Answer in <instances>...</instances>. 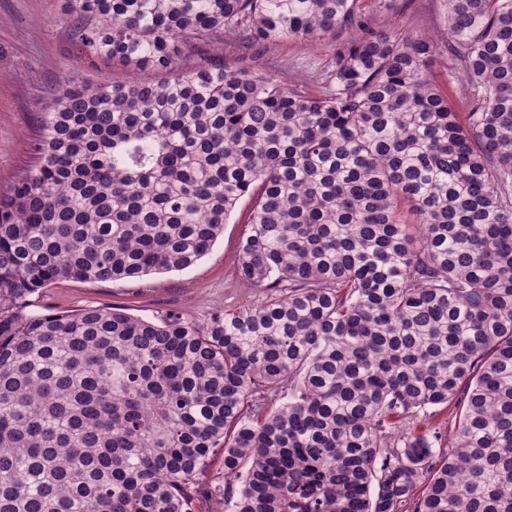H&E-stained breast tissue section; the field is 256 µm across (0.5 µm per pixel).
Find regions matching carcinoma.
Returning a JSON list of instances; mask_svg holds the SVG:
<instances>
[{
    "mask_svg": "<svg viewBox=\"0 0 512 512\" xmlns=\"http://www.w3.org/2000/svg\"><path fill=\"white\" fill-rule=\"evenodd\" d=\"M93 59L0 194V512H512V0H448L437 46L359 0H65ZM356 36L321 95L189 58L218 34ZM252 201L265 297L199 325L23 314L56 281L185 269ZM455 410L452 446L415 422Z\"/></svg>",
    "mask_w": 512,
    "mask_h": 512,
    "instance_id": "cac0c4a2",
    "label": "carcinoma"
}]
</instances>
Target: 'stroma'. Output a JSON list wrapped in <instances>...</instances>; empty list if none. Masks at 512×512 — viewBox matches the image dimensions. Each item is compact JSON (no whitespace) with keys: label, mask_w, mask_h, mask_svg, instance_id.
<instances>
[{"label":"stroma","mask_w":512,"mask_h":512,"mask_svg":"<svg viewBox=\"0 0 512 512\" xmlns=\"http://www.w3.org/2000/svg\"><path fill=\"white\" fill-rule=\"evenodd\" d=\"M63 6L64 0H0V193L32 165L39 116L64 78L108 85L129 76L125 68L88 59L77 49ZM361 6L374 28L404 27L440 43L446 39L445 0H361ZM348 38L343 31L312 43L284 40L266 48L220 35L209 55L315 94L337 47ZM249 210V201H240L223 235L186 269L116 282L59 281L34 294L27 310L63 313L88 305L121 306L134 316L154 319L174 308L203 323L216 310L261 299L260 290L242 287L232 276Z\"/></svg>","instance_id":"1"}]
</instances>
